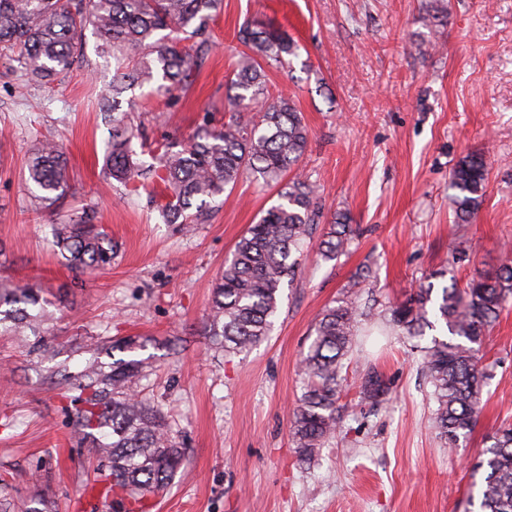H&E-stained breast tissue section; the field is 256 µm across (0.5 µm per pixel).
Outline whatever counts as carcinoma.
I'll return each instance as SVG.
<instances>
[{"mask_svg": "<svg viewBox=\"0 0 512 512\" xmlns=\"http://www.w3.org/2000/svg\"><path fill=\"white\" fill-rule=\"evenodd\" d=\"M222 6L223 0H0V59L17 63L30 81H53L83 57L82 31L92 28L102 52L112 53L115 61L112 95L99 101L101 111L112 113L106 180L130 184L135 191L163 185L170 200L160 216L184 233L206 223L212 202L243 176L278 186V204L249 225L212 289L208 343L238 355L270 335L282 289L295 281L303 248L323 218L314 182L298 169L309 143L304 117L292 98L271 100L266 88L265 67L299 57L300 45L271 24L244 28L240 41L245 51L228 84V122L219 127L203 123L187 142L170 143L150 162L132 148L135 104L127 101L124 110L120 100L135 83H153V91L163 97L189 90L202 67L208 21ZM187 40L196 44L188 46ZM486 175L481 152L467 153L451 170L456 223L468 224L477 214ZM26 182L37 204H51L72 192L59 142L37 140ZM350 221L348 213L336 212L324 225L318 245L323 260H335L351 245ZM45 228L62 263L76 274L112 265L116 245L96 223L94 207ZM447 274L446 269L429 274L404 300L385 308L355 291L322 312L301 360L304 391L290 420L302 459L313 462L340 428L336 400L343 361L353 351L359 327L380 319L408 340L439 328L446 331L448 338L434 335L421 347L420 369L437 405L434 427L448 450L471 435L482 410L485 379L479 351L489 327L512 305V262L472 278L463 288L453 277L435 287ZM46 304L38 290L9 285L0 277V336H18L25 328L35 336L28 344L36 358L34 371L63 390L73 432L99 461L88 493L106 499L118 490L139 504L171 483L185 457L178 431L140 390L147 359L136 352L149 339L102 336L77 349L51 346L40 332L48 319ZM116 351L122 357L115 358ZM389 393L383 375L370 372L358 398L376 405ZM477 470L484 471L478 512H512L511 423L489 437Z\"/></svg>", "mask_w": 512, "mask_h": 512, "instance_id": "cac0c4a2", "label": "carcinoma"}]
</instances>
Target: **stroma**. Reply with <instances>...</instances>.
<instances>
[{
    "label": "stroma",
    "instance_id": "obj_1",
    "mask_svg": "<svg viewBox=\"0 0 512 512\" xmlns=\"http://www.w3.org/2000/svg\"><path fill=\"white\" fill-rule=\"evenodd\" d=\"M426 2L224 0L187 92L164 99L147 85L127 91L142 122L133 147L146 151L186 140L203 121L228 120L241 28L272 23L301 46L290 67L268 69L267 90L292 97L304 116L310 137L300 166L316 181L325 216L348 212L360 234L326 262L313 232L269 338L230 357L205 336L212 288L240 235L277 204L276 188L241 179L209 223L182 234L162 222L148 194L101 187L109 126L98 101L115 70L92 31L82 61L61 80L30 83L0 63V276L50 301L43 334L52 343L148 339L144 394L171 415L187 458L146 512H470L473 465L487 437L512 422V307L484 339L483 408L456 451L432 425L436 405L419 353L391 335L359 336L342 370L341 429L315 462L301 461L289 431L309 333L360 269L369 272L363 289L395 303L440 266L463 285L512 260V0H436L439 26L422 22ZM44 138L64 144L75 192L36 209L25 173ZM471 151L486 152L491 166L476 218L457 224L449 173ZM88 204L117 255L78 278L58 261L44 226ZM29 360L19 340L0 337V491L18 501L38 493L52 512H82L92 462L71 433L60 390ZM371 370L392 389L375 406L356 395Z\"/></svg>",
    "mask_w": 512,
    "mask_h": 512
}]
</instances>
